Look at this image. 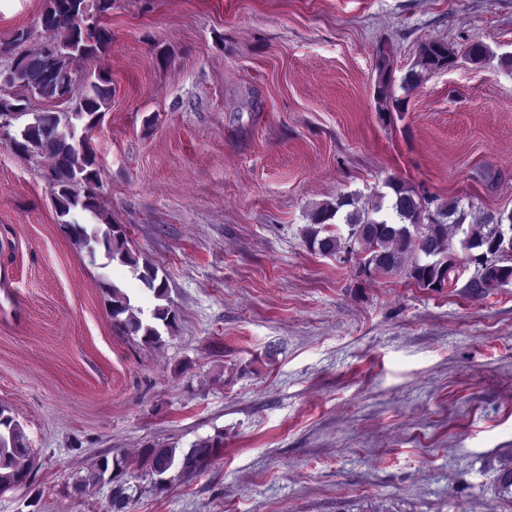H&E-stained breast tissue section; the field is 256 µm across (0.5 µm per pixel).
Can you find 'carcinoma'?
Returning a JSON list of instances; mask_svg holds the SVG:
<instances>
[{
	"label": "carcinoma",
	"mask_w": 512,
	"mask_h": 512,
	"mask_svg": "<svg viewBox=\"0 0 512 512\" xmlns=\"http://www.w3.org/2000/svg\"><path fill=\"white\" fill-rule=\"evenodd\" d=\"M112 12V0H47L37 25L50 41L48 49L36 51L21 49L31 34L17 31L13 39L0 45V53L10 56V65L0 76L6 77L0 86V114H11L15 120L29 115L28 101L40 98L48 101H70L73 85L81 78L73 68L80 59H94L103 55L112 35L104 25ZM457 51L448 43L431 40L420 45L418 65L428 72L451 67ZM374 96L381 112L398 111L403 100L395 95L394 81L385 53L379 54ZM87 90L71 112H34L32 118L15 126L13 151L22 156H46L52 160L50 188L59 221L69 226L74 245L85 248L94 241L104 246L107 258L133 271L155 299H166V280L158 278V269L145 260L139 261L127 246L124 231L117 224L105 223L101 236L91 240L80 224L69 222L75 211L103 218L99 203V170L96 155L89 143L76 140V129L83 125L92 130L103 117L102 107L112 94L111 79L103 72L84 77ZM20 92L13 93L11 89ZM391 194L379 193L366 201L359 196H341L334 202L316 206L310 215V224L304 229L305 242L310 248L325 254L357 252L362 256L364 269L378 274L402 271L419 287L436 290L445 287L455 271L456 260L450 252L448 227H462L467 213L460 201L450 200L437 207L436 219L422 223L425 207L432 201L418 194L397 178L386 181ZM391 197V204L384 199ZM356 232L343 238L330 232L329 225L337 217ZM512 223V213H490L477 232H463L462 248L471 256H478L496 238L499 224ZM435 254L431 261L418 257L420 245ZM512 281V249L506 257L489 259L475 283L480 288H497ZM112 320L128 336H138L148 345L162 341L160 328L171 329L176 324V313L167 305L158 304L151 318L143 320L133 315L131 298L115 285H105ZM224 447V435L200 440L188 450L177 453L175 448H147L144 457L156 476L155 484L164 488L208 464ZM30 451L20 425L5 409L0 408V488L24 482L27 473L20 460ZM110 474L112 492L106 512H128L131 496L127 493L125 476L127 465L123 459L103 461L97 471L80 480L75 491L89 493Z\"/></svg>",
	"instance_id": "1"
}]
</instances>
